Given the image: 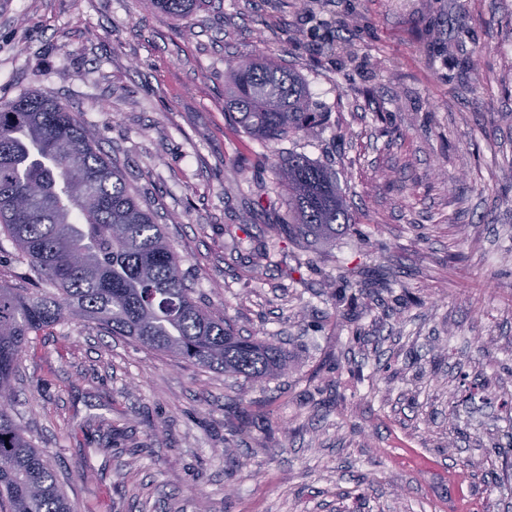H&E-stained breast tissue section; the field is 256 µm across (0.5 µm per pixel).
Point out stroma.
<instances>
[{"mask_svg":"<svg viewBox=\"0 0 512 512\" xmlns=\"http://www.w3.org/2000/svg\"><path fill=\"white\" fill-rule=\"evenodd\" d=\"M260 56L322 125L233 126L232 66ZM28 94L123 165L195 298L289 359L252 382L41 331L13 413L74 512H448L458 471L470 512H512V0H0V106ZM292 152L336 173L333 243L270 230ZM358 264L386 287L338 302ZM159 12L180 17L206 5V0H147Z\"/></svg>","mask_w":512,"mask_h":512,"instance_id":"1","label":"stroma"}]
</instances>
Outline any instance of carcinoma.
Segmentation results:
<instances>
[{
  "label": "carcinoma",
  "mask_w": 512,
  "mask_h": 512,
  "mask_svg": "<svg viewBox=\"0 0 512 512\" xmlns=\"http://www.w3.org/2000/svg\"><path fill=\"white\" fill-rule=\"evenodd\" d=\"M150 3L180 17L206 0ZM226 110L265 144L325 119L300 77L263 57L234 71ZM275 170L287 205L276 234L328 241L350 224L332 169L290 153ZM0 238L29 283L0 282V512H73L45 452L9 412L21 354L46 327L79 316L110 336L253 381L288 370L281 347L238 335L198 303L181 257L122 166L100 153L72 112L42 96L0 107ZM377 285L356 267L342 278V299Z\"/></svg>",
  "instance_id": "1"
}]
</instances>
